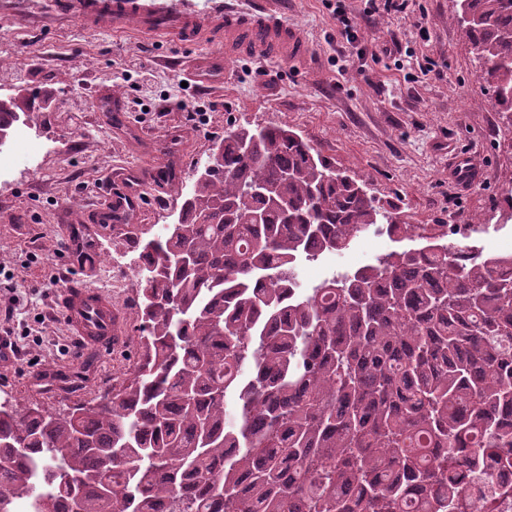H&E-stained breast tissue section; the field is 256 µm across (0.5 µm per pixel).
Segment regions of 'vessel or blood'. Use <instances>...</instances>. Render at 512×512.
<instances>
[{"label":"vessel or blood","mask_w":512,"mask_h":512,"mask_svg":"<svg viewBox=\"0 0 512 512\" xmlns=\"http://www.w3.org/2000/svg\"><path fill=\"white\" fill-rule=\"evenodd\" d=\"M56 7L93 29L103 24L115 30L132 27L151 37L174 34L197 45L217 26L225 43L239 44L246 52L271 53L291 62L305 61L308 54L303 37L279 18L276 0H57ZM448 177L463 187L481 181L482 173L469 153L461 152ZM151 179L147 171H123L97 219L122 224L135 217L145 205L143 187ZM58 303L71 335L86 349L105 352L122 341L126 315L105 289L89 284L68 288Z\"/></svg>","instance_id":"1"}]
</instances>
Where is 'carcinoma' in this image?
<instances>
[{
	"label": "carcinoma",
	"mask_w": 512,
	"mask_h": 512,
	"mask_svg": "<svg viewBox=\"0 0 512 512\" xmlns=\"http://www.w3.org/2000/svg\"><path fill=\"white\" fill-rule=\"evenodd\" d=\"M453 20L512 128V0ZM0 96V146L30 118ZM425 244L302 287L372 229ZM142 268L136 372L50 413L0 401V512H490L512 469V258L463 261L288 126L231 125Z\"/></svg>",
	"instance_id": "cac0c4a2"
}]
</instances>
